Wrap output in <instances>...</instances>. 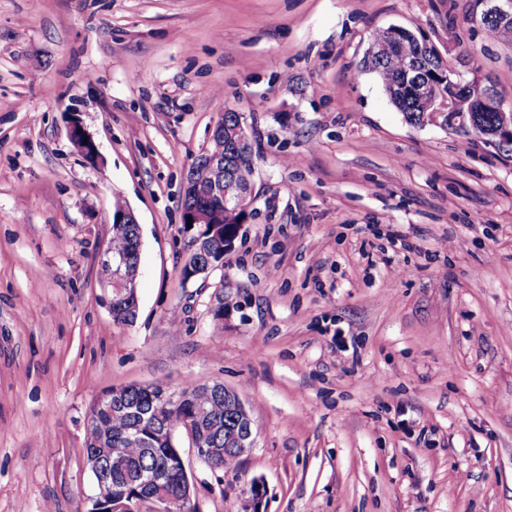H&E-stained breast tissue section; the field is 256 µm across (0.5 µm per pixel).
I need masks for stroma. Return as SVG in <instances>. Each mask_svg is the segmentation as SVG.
Segmentation results:
<instances>
[{
	"label": "stroma",
	"mask_w": 512,
	"mask_h": 512,
	"mask_svg": "<svg viewBox=\"0 0 512 512\" xmlns=\"http://www.w3.org/2000/svg\"><path fill=\"white\" fill-rule=\"evenodd\" d=\"M481 0H0V512H83L104 391L218 381L240 471L191 460L195 512H512V151L409 124L362 61L400 26L512 111ZM253 216L184 281L182 183L226 109ZM101 156L68 136L72 114ZM123 197L138 314L99 256ZM130 206L116 199L113 202V212L120 211L112 214V237L110 239V247L112 252L105 248L100 254L99 262L101 266L107 268V273L100 278L99 284L104 292L105 303L108 310H112V319L120 324H132L137 317L136 307H133L129 299H122L116 295L125 296V291H130L129 282L137 278L139 274V267L136 268L138 261L140 262V250H138V240L136 235V224H139L134 211L129 208ZM125 209V210H124ZM123 210V211H121ZM119 224V225H117ZM112 256L117 258H126V265L130 268H136L135 273L130 274L128 277L116 278L113 274L112 268L118 266L120 269L118 273L122 272L124 267L122 261H114ZM115 295H113V294Z\"/></svg>",
	"instance_id": "1"
}]
</instances>
